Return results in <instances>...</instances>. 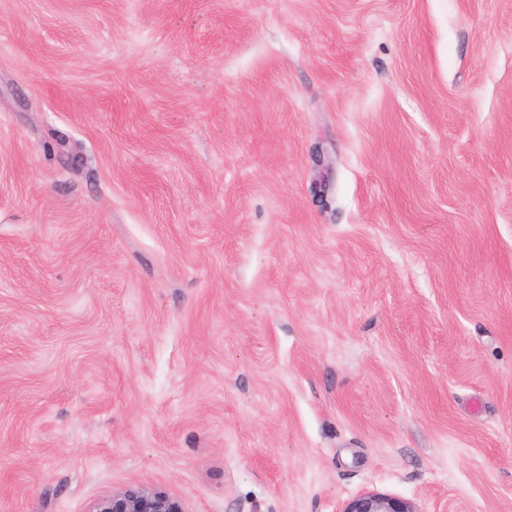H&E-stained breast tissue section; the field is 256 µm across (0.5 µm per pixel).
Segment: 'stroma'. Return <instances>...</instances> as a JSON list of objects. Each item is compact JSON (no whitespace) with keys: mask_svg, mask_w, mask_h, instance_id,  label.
Here are the masks:
<instances>
[{"mask_svg":"<svg viewBox=\"0 0 512 512\" xmlns=\"http://www.w3.org/2000/svg\"><path fill=\"white\" fill-rule=\"evenodd\" d=\"M512 512V0H0V512ZM88 512H185L183 503L167 492L128 485L95 499ZM342 512H417V510L405 499L380 493H366L351 499Z\"/></svg>","mask_w":512,"mask_h":512,"instance_id":"35a3bbf8","label":"stroma"}]
</instances>
